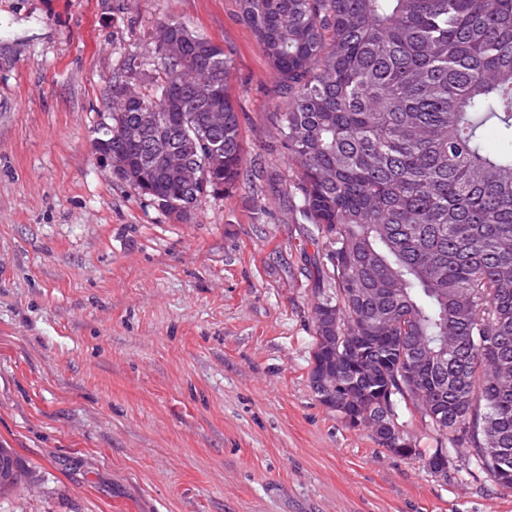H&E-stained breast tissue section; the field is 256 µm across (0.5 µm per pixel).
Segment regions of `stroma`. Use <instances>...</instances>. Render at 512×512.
Returning a JSON list of instances; mask_svg holds the SVG:
<instances>
[{"instance_id": "stroma-1", "label": "stroma", "mask_w": 512, "mask_h": 512, "mask_svg": "<svg viewBox=\"0 0 512 512\" xmlns=\"http://www.w3.org/2000/svg\"><path fill=\"white\" fill-rule=\"evenodd\" d=\"M174 17L232 66L247 173L174 220L101 167L104 91ZM237 0H0V512H512L348 426L310 384L311 240L287 103ZM1 459L8 463H13L14 467L10 473L3 476L0 474V497L16 489L26 478V471L10 449L0 448Z\"/></svg>"}]
</instances>
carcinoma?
I'll return each mask as SVG.
<instances>
[{"instance_id": "1", "label": "carcinoma", "mask_w": 512, "mask_h": 512, "mask_svg": "<svg viewBox=\"0 0 512 512\" xmlns=\"http://www.w3.org/2000/svg\"><path fill=\"white\" fill-rule=\"evenodd\" d=\"M242 21L276 71L288 109L270 116L291 158L295 206L322 242L314 291L310 381L359 424L400 405L422 410L438 434L434 457L465 450L512 489V0H238ZM185 41L170 56L153 45L112 76L127 108L110 116L113 174L183 220L189 199L229 193L244 178V143L224 47L167 18L152 32ZM208 74L199 99L192 74ZM141 84L133 96L128 89ZM224 111V152L207 112ZM169 115L175 140L193 141L200 183L163 175L135 184L142 152L121 130L137 112ZM336 337L327 352L323 337ZM0 475V497L26 471Z\"/></svg>"}]
</instances>
